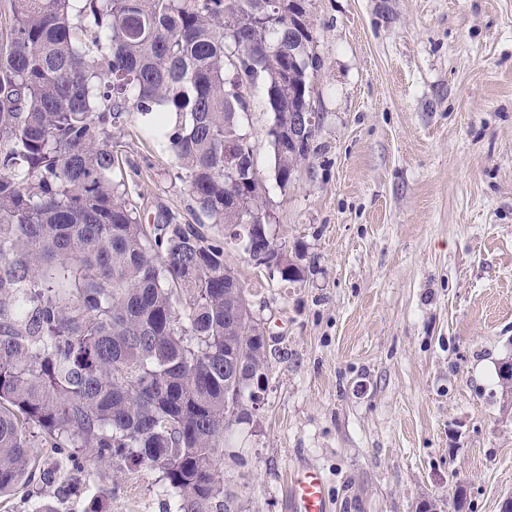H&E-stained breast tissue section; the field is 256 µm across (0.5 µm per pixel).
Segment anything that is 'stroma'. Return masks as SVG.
<instances>
[{"label":"stroma","mask_w":512,"mask_h":512,"mask_svg":"<svg viewBox=\"0 0 512 512\" xmlns=\"http://www.w3.org/2000/svg\"><path fill=\"white\" fill-rule=\"evenodd\" d=\"M321 67L308 159L280 188L265 88L250 91V145L268 237L303 270L287 283L226 260L267 338L264 397L220 466L231 512H289L292 470H323L331 512H499L512 494V0H307ZM143 223L193 221L173 159L138 116L115 133ZM0 512H166L161 473L114 461L110 479L58 467Z\"/></svg>","instance_id":"obj_1"}]
</instances>
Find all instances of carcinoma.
<instances>
[{
    "instance_id": "obj_1",
    "label": "carcinoma",
    "mask_w": 512,
    "mask_h": 512,
    "mask_svg": "<svg viewBox=\"0 0 512 512\" xmlns=\"http://www.w3.org/2000/svg\"><path fill=\"white\" fill-rule=\"evenodd\" d=\"M0 32V498L41 469L38 448L73 467L162 473L172 512H215L230 494L218 461L267 381L263 330L225 259L243 236L271 264L251 147L241 134L249 88L263 81L277 184L294 181L315 127L310 74L321 67L304 0H9ZM139 114L170 153L197 206L142 223L112 136ZM238 154L224 162V143ZM252 210L243 222L239 198ZM512 396V360L498 368Z\"/></svg>"
}]
</instances>
